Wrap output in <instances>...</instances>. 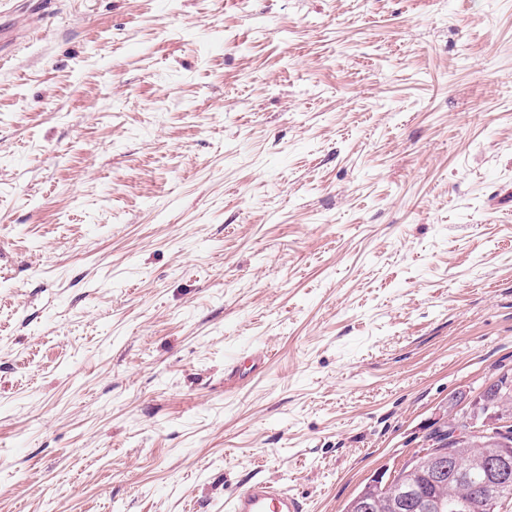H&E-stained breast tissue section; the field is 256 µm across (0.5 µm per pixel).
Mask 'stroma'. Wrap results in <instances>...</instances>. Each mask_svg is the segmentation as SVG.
Returning a JSON list of instances; mask_svg holds the SVG:
<instances>
[{"label": "stroma", "mask_w": 512, "mask_h": 512, "mask_svg": "<svg viewBox=\"0 0 512 512\" xmlns=\"http://www.w3.org/2000/svg\"><path fill=\"white\" fill-rule=\"evenodd\" d=\"M512 369V0H0V512H305ZM303 503L274 480L245 484L224 502L226 512H303Z\"/></svg>", "instance_id": "stroma-1"}]
</instances>
